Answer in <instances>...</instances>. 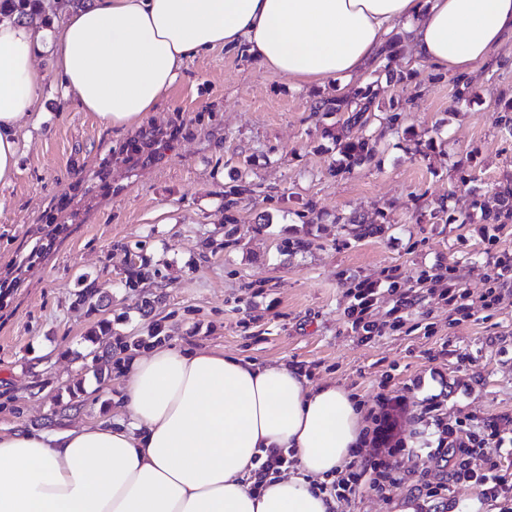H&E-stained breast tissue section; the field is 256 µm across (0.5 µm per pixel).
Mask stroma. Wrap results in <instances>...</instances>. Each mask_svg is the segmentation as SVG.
<instances>
[{"mask_svg": "<svg viewBox=\"0 0 512 512\" xmlns=\"http://www.w3.org/2000/svg\"><path fill=\"white\" fill-rule=\"evenodd\" d=\"M405 55L397 49L368 71L380 112H401L402 123L372 122L380 164L341 175V128L317 109L334 89L292 88L245 54L190 58L143 123L173 137L145 158L138 130L118 135L81 111L41 55L47 119L26 129L19 173L0 186V278L49 229L67 231L0 295V432L95 420L118 390L120 343L157 332L169 347L287 363L369 406L383 388L414 383L454 417L512 415V297L453 325L433 300L413 315L434 323L429 337L394 332L363 344L346 322L355 282L394 269L411 285L440 263L476 296L489 253L512 259V224L492 246L479 225L432 217L442 207L480 216L495 188L512 183L501 114L512 99V41L476 68L467 103L455 101L453 76ZM391 70L414 78L388 82ZM463 171L475 181L461 185ZM244 183L238 223L226 224L224 191ZM355 217L388 231L355 238ZM86 290L94 305H77ZM103 319L111 336L90 340Z\"/></svg>", "mask_w": 512, "mask_h": 512, "instance_id": "1", "label": "stroma"}]
</instances>
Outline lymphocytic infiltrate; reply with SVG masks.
<instances>
[{
  "label": "lymphocytic infiltrate",
  "mask_w": 512,
  "mask_h": 512,
  "mask_svg": "<svg viewBox=\"0 0 512 512\" xmlns=\"http://www.w3.org/2000/svg\"><path fill=\"white\" fill-rule=\"evenodd\" d=\"M488 265L486 287L478 297L486 311L497 309L512 295V263L493 255ZM385 293L395 301L381 317L376 310ZM348 295L351 330L367 344L402 330L412 309L433 297L447 304L449 315L471 316L469 292L460 289L450 267L443 265L422 270L407 288L389 275L382 281L357 282ZM369 417L371 425L364 429L351 460L335 478L318 485L336 505L351 508L369 495L388 501L406 486L421 499L420 512H438L450 486L466 483L484 499L504 500L501 512H512V471L500 465L502 458L512 455L511 415L452 418L437 397L416 401L411 387L405 386L379 394Z\"/></svg>",
  "instance_id": "1"
}]
</instances>
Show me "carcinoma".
Here are the masks:
<instances>
[{
  "label": "carcinoma",
  "mask_w": 512,
  "mask_h": 512,
  "mask_svg": "<svg viewBox=\"0 0 512 512\" xmlns=\"http://www.w3.org/2000/svg\"><path fill=\"white\" fill-rule=\"evenodd\" d=\"M70 0H55L43 6L41 0H0V18L14 14L19 18L35 21L46 10L53 13L63 11ZM378 92L368 86L359 91L353 99L336 97L321 102L315 111L334 112L342 127L358 128L356 135L344 139L336 136V151L340 156L335 172L345 173L356 167L372 164L380 154L379 139L366 134V127L376 118L375 103ZM481 221L484 224L512 223V187H502L494 195V204H483Z\"/></svg>",
  "instance_id": "cac0c4a2"
}]
</instances>
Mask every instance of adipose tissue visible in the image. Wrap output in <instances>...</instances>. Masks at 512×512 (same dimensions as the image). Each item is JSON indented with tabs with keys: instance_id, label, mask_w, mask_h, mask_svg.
<instances>
[{
	"instance_id": "ef3b65f1",
	"label": "adipose tissue",
	"mask_w": 512,
	"mask_h": 512,
	"mask_svg": "<svg viewBox=\"0 0 512 512\" xmlns=\"http://www.w3.org/2000/svg\"><path fill=\"white\" fill-rule=\"evenodd\" d=\"M435 71L470 75L512 39V0H86L49 44L0 24V185L39 126L54 58L68 95L127 131L156 111L192 56L247 50L297 88L364 86L392 35ZM99 420L0 433V512H329L312 485L351 459L366 413L286 363L156 346L132 355ZM291 448L297 471L252 489L255 456Z\"/></svg>"
}]
</instances>
